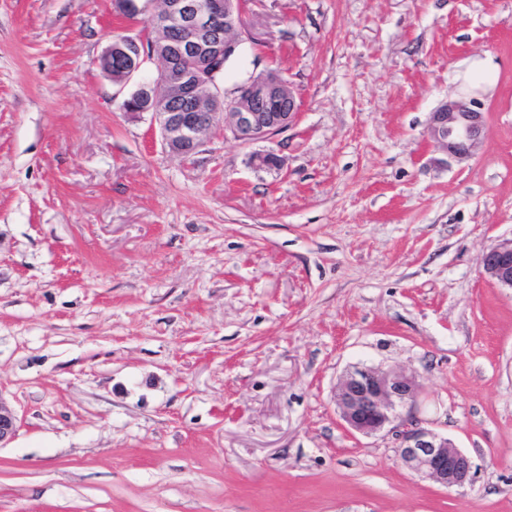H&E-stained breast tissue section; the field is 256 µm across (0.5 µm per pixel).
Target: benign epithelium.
<instances>
[{
  "label": "benign epithelium",
  "instance_id": "obj_1",
  "mask_svg": "<svg viewBox=\"0 0 512 512\" xmlns=\"http://www.w3.org/2000/svg\"><path fill=\"white\" fill-rule=\"evenodd\" d=\"M243 0H160L149 16L155 38L148 50L123 36L104 52L100 67L113 85L124 89L142 64L157 62L156 77L122 101L127 112H150L168 152L187 156L212 132L217 117L234 139L250 143L281 132L293 123L299 106L279 71L265 68L228 91L221 87L226 63L244 42ZM122 62L112 74V60ZM428 137L458 162L469 159L486 132V115L476 99L450 98L431 113ZM482 273L512 289V238L486 249ZM420 394L417 377L403 370L357 367L336 387L335 399L347 428L371 436L393 424L397 409L413 406ZM18 417L0 401V446L14 438ZM401 463L436 484L462 488L473 483L472 458L448 437L406 421L396 430Z\"/></svg>",
  "mask_w": 512,
  "mask_h": 512
}]
</instances>
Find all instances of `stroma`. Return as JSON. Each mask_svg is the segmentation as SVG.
<instances>
[{
	"label": "stroma",
	"instance_id": "obj_1",
	"mask_svg": "<svg viewBox=\"0 0 512 512\" xmlns=\"http://www.w3.org/2000/svg\"><path fill=\"white\" fill-rule=\"evenodd\" d=\"M146 24L0 0V512H512V289L481 275L512 237V0H250L223 85L276 68L298 119L186 158L97 66ZM456 95L487 117L461 163L427 138ZM357 366L417 376L472 485L346 430Z\"/></svg>",
	"mask_w": 512,
	"mask_h": 512
}]
</instances>
